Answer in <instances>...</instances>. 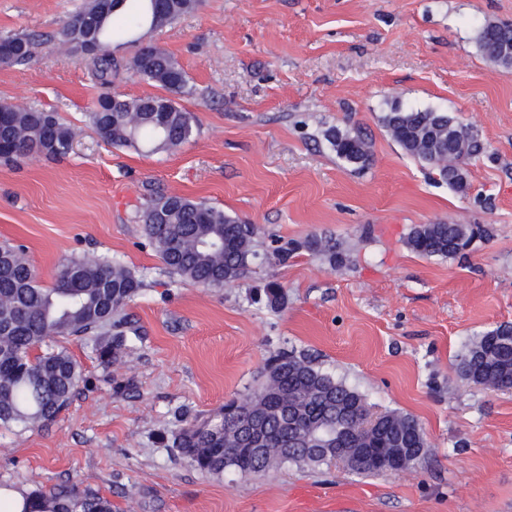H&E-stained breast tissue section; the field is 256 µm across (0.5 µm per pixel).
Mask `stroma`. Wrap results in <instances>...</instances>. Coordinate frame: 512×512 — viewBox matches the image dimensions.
<instances>
[{
    "label": "stroma",
    "instance_id": "1",
    "mask_svg": "<svg viewBox=\"0 0 512 512\" xmlns=\"http://www.w3.org/2000/svg\"><path fill=\"white\" fill-rule=\"evenodd\" d=\"M88 0H0V35L43 33L35 58L0 66V101L57 111L75 131L60 160L0 164V243L24 246L43 285L73 256L116 257L145 288L125 308L137 336L119 360L57 339L81 368L57 418L0 427V491L90 487L114 512H512V392L465 387L469 339L512 323V73L476 33L512 23V0H201L149 32L185 70L192 139L173 151L117 148L88 114L101 93L58 33ZM476 126L491 157L462 195L410 158L381 124L391 105ZM355 128L372 162L340 161L324 132ZM204 200L274 241L335 239L344 261L298 252L222 288L170 278L139 215L154 193ZM484 224L468 257L423 258L417 224ZM280 283L288 303L269 309ZM415 417L428 457L414 471L361 475L340 463L210 476L179 457L175 411L201 416L256 386L281 350Z\"/></svg>",
    "mask_w": 512,
    "mask_h": 512
}]
</instances>
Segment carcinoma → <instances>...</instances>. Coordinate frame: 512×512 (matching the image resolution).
I'll return each instance as SVG.
<instances>
[{"mask_svg": "<svg viewBox=\"0 0 512 512\" xmlns=\"http://www.w3.org/2000/svg\"><path fill=\"white\" fill-rule=\"evenodd\" d=\"M200 0H130L125 11H101L99 0H89L61 30L62 41L73 55L86 61L96 80L112 85L126 70L163 90L161 94L128 97L106 93L90 112V122L104 140L116 147L148 152L170 151L189 142L197 127L192 112L175 97L194 94L178 61L163 48L142 40L138 31L170 25L193 13ZM124 40L135 47L127 59L112 55V43ZM40 44L31 33L0 36V64L29 63ZM476 45L487 61L512 73V26L485 22ZM391 139L408 156L438 171L440 179L458 193L470 188L467 166L491 157L479 133L445 112L404 110L394 105L381 118ZM4 144L0 162L11 164L34 153L47 158L68 154L73 129L57 113L14 105L0 125ZM324 137L344 163L368 168L371 150L360 133L338 127ZM145 234L166 269L206 288H222L241 279L260 258L257 227L205 201L178 195L151 198L139 217ZM489 229L478 224L439 222L417 224L406 246L425 258L454 259ZM301 249L340 259L336 245L323 237L288 241L271 252L280 264ZM144 281L116 259L70 258L54 283L40 284L23 246H0V425L23 430L53 419L70 402L81 369L64 348L48 346L58 337L88 338L111 328L112 339H93L100 357L117 359L129 349L131 321L121 315ZM273 310L288 303L285 289L272 283L264 289ZM457 378L468 386L512 389V324H501L470 339L455 364ZM265 395L251 390L224 403L207 417L175 415L182 427L172 442L178 454L198 470L213 476L234 471L244 477L265 473L286 464L316 467L337 459L335 442L348 438L352 453L342 458L350 471L382 474L370 463L377 454L398 452V466L414 469L425 460L428 447L423 428L412 416L388 410L361 430L370 415L366 395L322 370L312 355L296 350L272 355L264 367ZM240 416L258 421L262 451L253 449L249 433L236 427ZM21 512H112V501L91 489L59 485L35 489L24 495Z\"/></svg>", "mask_w": 512, "mask_h": 512, "instance_id": "1", "label": "carcinoma"}]
</instances>
